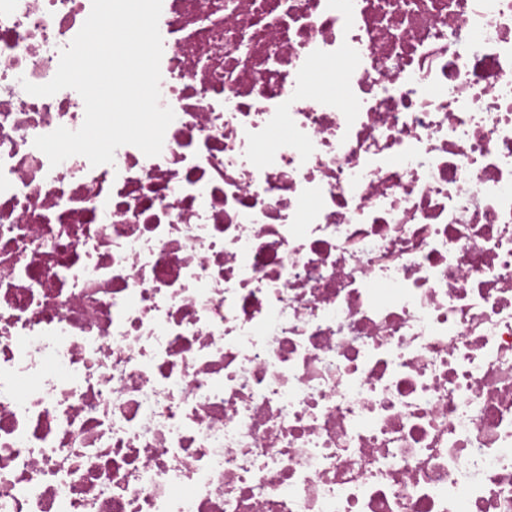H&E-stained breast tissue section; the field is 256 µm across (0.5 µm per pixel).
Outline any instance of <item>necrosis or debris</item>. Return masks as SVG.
<instances>
[{"label":"necrosis or debris","instance_id":"1","mask_svg":"<svg viewBox=\"0 0 512 512\" xmlns=\"http://www.w3.org/2000/svg\"><path fill=\"white\" fill-rule=\"evenodd\" d=\"M91 6L0 0V512H512V0H162L54 167Z\"/></svg>","mask_w":512,"mask_h":512}]
</instances>
